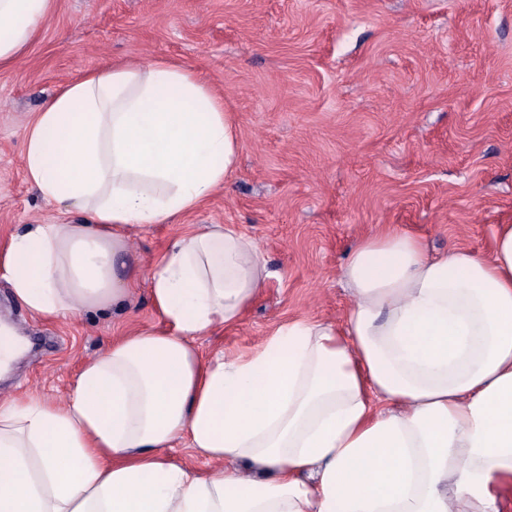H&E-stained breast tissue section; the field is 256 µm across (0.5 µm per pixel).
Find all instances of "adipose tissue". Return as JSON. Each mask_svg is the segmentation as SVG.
<instances>
[{"label": "adipose tissue", "instance_id": "1", "mask_svg": "<svg viewBox=\"0 0 512 512\" xmlns=\"http://www.w3.org/2000/svg\"><path fill=\"white\" fill-rule=\"evenodd\" d=\"M54 0H0V69ZM238 127L209 79L159 58L84 73L38 112L22 163L84 224H32L0 275L36 315L119 308L129 232L223 189ZM272 273L250 237L207 224L147 278L159 327L113 338L64 403L0 398V512H500L512 485V224L490 257L430 252L401 227L361 238L339 323L299 318L237 355L232 326ZM185 442L209 466L172 460Z\"/></svg>", "mask_w": 512, "mask_h": 512}]
</instances>
